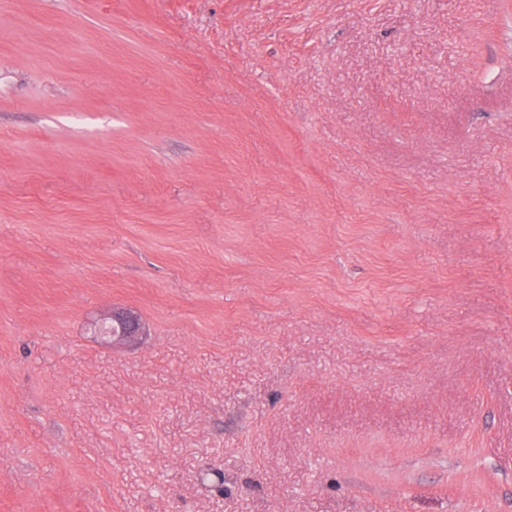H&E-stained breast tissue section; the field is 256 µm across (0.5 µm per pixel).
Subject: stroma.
Wrapping results in <instances>:
<instances>
[{
	"label": "stroma",
	"instance_id": "stroma-1",
	"mask_svg": "<svg viewBox=\"0 0 512 512\" xmlns=\"http://www.w3.org/2000/svg\"><path fill=\"white\" fill-rule=\"evenodd\" d=\"M0 512H512V0H0ZM113 339L132 340L139 336L140 324L138 318L130 312L118 311L112 315V326L104 331Z\"/></svg>",
	"mask_w": 512,
	"mask_h": 512
}]
</instances>
